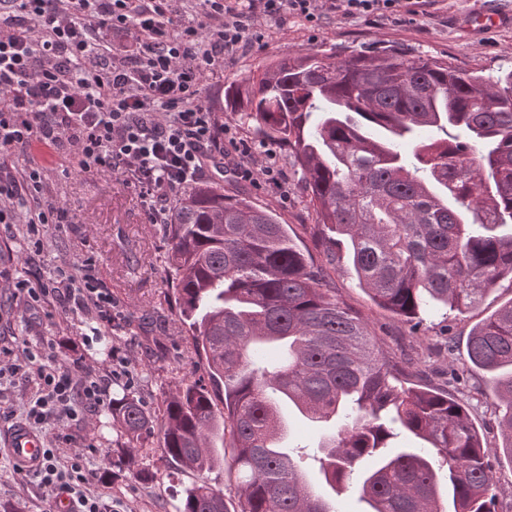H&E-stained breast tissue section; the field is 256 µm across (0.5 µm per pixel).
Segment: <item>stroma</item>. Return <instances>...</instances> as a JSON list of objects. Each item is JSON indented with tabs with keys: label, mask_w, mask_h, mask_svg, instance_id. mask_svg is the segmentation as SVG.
Masks as SVG:
<instances>
[{
	"label": "stroma",
	"mask_w": 512,
	"mask_h": 512,
	"mask_svg": "<svg viewBox=\"0 0 512 512\" xmlns=\"http://www.w3.org/2000/svg\"><path fill=\"white\" fill-rule=\"evenodd\" d=\"M483 12L498 15V25L488 31L468 27V18ZM255 26L263 40L247 53L225 60L222 77L203 82L201 101L224 122L235 125L249 143L261 150L272 149L288 177V190L280 192L262 179L240 183L228 175L212 176L209 182L223 187L227 197H244L255 207L274 210L317 266L325 260L315 235V216L302 202L299 174L289 164L286 149L268 146L241 124L226 108L225 90L256 76L260 68L278 59L327 55L340 60L376 47L443 57L486 75L512 71V0H434L426 15L413 18L405 14L398 20L332 16L313 27L291 17L285 21L260 19ZM29 160L43 167L47 195L67 209L69 222L48 227L44 252L34 258L24 249L21 225H0V271L13 281H32L49 276L56 263L94 256L120 310L108 342L117 349V361L126 362L129 370L128 375L113 378L112 388L128 390L149 410H158L179 379L194 380L201 374L188 327L170 291L163 225L148 222L138 190L126 185L119 175L82 172L76 163L38 142L16 148L8 158L9 164L18 167ZM329 279L337 300L368 323L376 343L410 380H417L419 370L427 368L441 344L453 342V355L439 362L437 373L429 380L455 395L480 393V401L472 405L473 417L488 440L496 441L494 407L491 399L482 395L484 379L469 362L465 345L475 324L512 301V284L501 283L466 314L424 321L415 332L376 306L350 268L330 271ZM84 331L80 319L55 306L36 314L26 311L11 288L0 287V346L19 349L26 343L54 339L61 343L57 355L63 367L73 368L78 361H102L104 342L90 339ZM20 420L18 401L0 402V502L14 505L17 512H45L44 492L30 476L15 470L3 446ZM72 434L79 445L95 446V476L89 490L111 506L112 512H174L183 490L198 479L196 473L180 472L168 464L159 436H151L125 455L120 450L122 437L105 426L103 416L90 417ZM143 468L153 472V481L136 478V471Z\"/></svg>",
	"instance_id": "1"
}]
</instances>
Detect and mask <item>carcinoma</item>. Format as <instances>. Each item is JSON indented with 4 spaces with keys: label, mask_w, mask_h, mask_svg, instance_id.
<instances>
[{
    "label": "carcinoma",
    "mask_w": 512,
    "mask_h": 512,
    "mask_svg": "<svg viewBox=\"0 0 512 512\" xmlns=\"http://www.w3.org/2000/svg\"><path fill=\"white\" fill-rule=\"evenodd\" d=\"M226 97L288 149L326 264L348 259L379 307L422 322L512 284V230L501 232L512 227V71L486 77L397 50L292 57ZM165 240L204 377L182 381L157 415L128 393L112 398V428L128 445L157 433L174 469L202 475L223 463L228 437L237 512H339L280 446L288 402L312 423L336 422L318 442L319 472L367 512H445L444 490L451 512H495L490 457L512 461V300L466 343L498 401L500 442L489 444L468 403L390 363L274 211L197 185L177 200ZM400 433L427 446L392 447ZM174 512L229 509L201 478Z\"/></svg>",
    "instance_id": "1"
}]
</instances>
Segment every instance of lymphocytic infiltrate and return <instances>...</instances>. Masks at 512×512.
<instances>
[{"instance_id": "lymphocytic-infiltrate-1", "label": "lymphocytic infiltrate", "mask_w": 512, "mask_h": 512, "mask_svg": "<svg viewBox=\"0 0 512 512\" xmlns=\"http://www.w3.org/2000/svg\"><path fill=\"white\" fill-rule=\"evenodd\" d=\"M182 0H0V152L32 142L72 157L85 172L120 173L139 189L150 223L171 221L173 202L207 172L251 183L286 178L270 157L199 100L205 77L263 35L253 23L289 16L318 23L344 17L399 15L404 0H200L193 19ZM42 166L0 164V224L25 227L24 243L44 250L49 225L67 212L45 197ZM26 310L56 303L88 321L92 335L116 319L112 290L94 257L56 267L49 277L14 284ZM111 364L59 366L54 340L0 347V394L22 383V416L50 434L31 473L45 492L64 493L76 512H103L88 491V451L62 453L64 428L112 405Z\"/></svg>"}]
</instances>
